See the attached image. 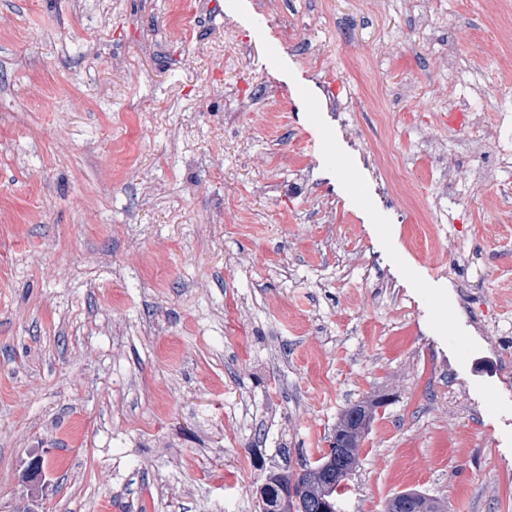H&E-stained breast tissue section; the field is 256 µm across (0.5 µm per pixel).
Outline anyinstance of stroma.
<instances>
[{"label":"stroma","instance_id":"obj_1","mask_svg":"<svg viewBox=\"0 0 512 512\" xmlns=\"http://www.w3.org/2000/svg\"><path fill=\"white\" fill-rule=\"evenodd\" d=\"M196 2L0 0V512H259L362 400L343 512H512V158L447 78L512 102V0ZM448 100L453 101L451 109L448 112H465L468 119V127L471 133L468 135L467 141L475 143L477 145L483 144V150L479 153L480 156H485L489 153L492 148H497L500 155L503 157L510 155V150L505 144L500 143L496 140V129L495 131L489 129L484 125V119L482 113H478V109L473 107L472 104L465 98L459 96L456 98L453 95L452 86L448 88ZM487 149V150H486ZM371 414L372 413L364 405H353L344 411L337 428L341 430L349 428L351 430L359 431L361 434L369 424Z\"/></svg>","mask_w":512,"mask_h":512}]
</instances>
